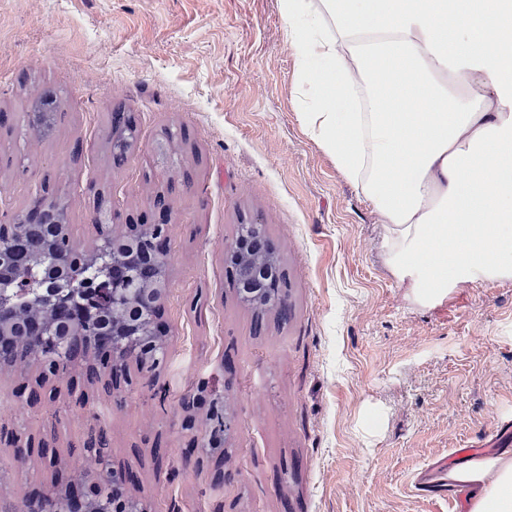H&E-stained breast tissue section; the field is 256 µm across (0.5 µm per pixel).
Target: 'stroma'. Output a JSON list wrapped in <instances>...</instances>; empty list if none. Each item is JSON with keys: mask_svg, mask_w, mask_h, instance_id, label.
<instances>
[{"mask_svg": "<svg viewBox=\"0 0 512 512\" xmlns=\"http://www.w3.org/2000/svg\"><path fill=\"white\" fill-rule=\"evenodd\" d=\"M294 51L278 0H0V215L23 213L50 179L84 250L99 198L113 228L150 218L170 181V292L161 313L165 402L129 364L105 393L0 368V427L43 433L57 413L60 467L105 429L113 463L132 465L135 501L157 512H448L416 475L452 449L512 448V279L468 286L430 306L387 271L371 204L304 132ZM56 90L48 133L33 103ZM139 133L112 160L114 110ZM258 222L288 273V322L255 323L224 248ZM56 391L27 407L21 388ZM196 398L184 410V397ZM234 427L208 446L209 418ZM227 479L213 484L210 456ZM8 501L55 494V469L17 465L0 444Z\"/></svg>", "mask_w": 512, "mask_h": 512, "instance_id": "35a3bbf8", "label": "stroma"}]
</instances>
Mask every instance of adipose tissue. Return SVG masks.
Segmentation results:
<instances>
[{"label":"adipose tissue","instance_id":"adipose-tissue-1","mask_svg":"<svg viewBox=\"0 0 512 512\" xmlns=\"http://www.w3.org/2000/svg\"><path fill=\"white\" fill-rule=\"evenodd\" d=\"M306 134L369 201L414 301L512 278V0H279ZM512 512V453L449 471Z\"/></svg>","mask_w":512,"mask_h":512}]
</instances>
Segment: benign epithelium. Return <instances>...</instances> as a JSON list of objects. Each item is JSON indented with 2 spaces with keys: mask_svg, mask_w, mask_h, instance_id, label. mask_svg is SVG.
I'll return each mask as SVG.
<instances>
[{
  "mask_svg": "<svg viewBox=\"0 0 512 512\" xmlns=\"http://www.w3.org/2000/svg\"><path fill=\"white\" fill-rule=\"evenodd\" d=\"M138 139L136 128L129 124L115 134L112 148L129 153ZM50 185L36 188L30 210L14 219L11 224H0V356L14 351L18 345L17 330H22L34 342L29 361H41L54 370L62 365L84 374L104 370L111 378L122 377L130 362H166L169 356L165 331L157 322L159 309L164 306L169 288L167 224L170 207L166 198H157L153 206L158 214L153 224H130L125 233L114 236L97 225L99 246L92 252L77 249L65 224V208L54 199L47 208L44 198ZM51 223L59 233L51 242L52 264L50 272L57 287L43 292L44 301L38 312L31 314L23 324L16 321L15 289L19 280L3 275L9 267L13 244L20 228L25 224ZM246 256L250 266L237 280L239 296L255 302L269 296L282 270L272 245L249 246L247 237L237 238L224 248V261L231 265ZM94 264L101 277L88 288H73L70 283L71 267L81 263ZM147 277L139 279L141 270ZM85 341L89 351L99 346L106 349L101 358L91 355L68 354L73 338ZM135 478L128 468L111 469L107 497L95 494L84 502L81 484L68 480L58 490L54 502L55 512H154L140 503L115 500V489Z\"/></svg>",
  "mask_w": 512,
  "mask_h": 512,
  "instance_id": "1",
  "label": "benign epithelium"
}]
</instances>
